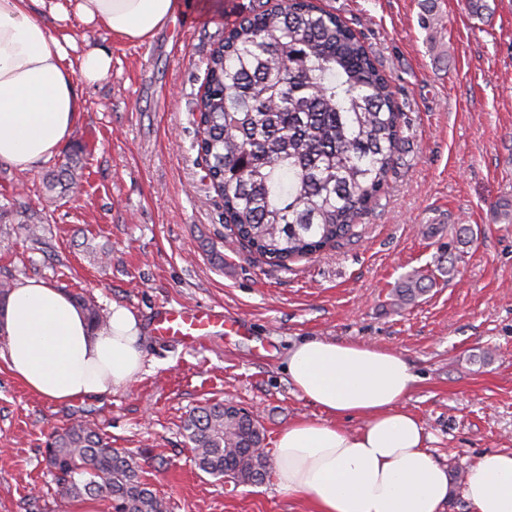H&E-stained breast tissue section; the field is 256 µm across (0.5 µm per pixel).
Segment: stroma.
<instances>
[{
  "label": "stroma",
  "instance_id": "stroma-1",
  "mask_svg": "<svg viewBox=\"0 0 512 512\" xmlns=\"http://www.w3.org/2000/svg\"><path fill=\"white\" fill-rule=\"evenodd\" d=\"M174 24L135 44L70 17L79 49L112 56L96 83L78 82L84 110L68 140L82 145L76 194L48 192L60 158L22 172L0 164V281L43 279L93 295L138 322L147 365L126 389L68 403L32 393L0 366V512H108L103 499L68 500L44 461L49 436L96 422L133 455L172 512H311L259 484L199 470L182 425L193 408L224 401L253 411L266 452L292 422L320 409L289 384L284 360L306 337L400 353L417 381L406 407L448 469L444 512H472L467 469L512 450V0H437L442 32L420 25L425 0H321L361 35L392 78L407 117L405 142L378 203L336 249L267 263L224 224L205 180L192 107L209 51L266 0H181ZM46 231L29 235L26 209ZM453 277L397 309L391 291L440 246ZM107 248L100 261L94 251ZM162 306H210L245 333L185 348L152 335Z\"/></svg>",
  "mask_w": 512,
  "mask_h": 512
}]
</instances>
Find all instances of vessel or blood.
Here are the masks:
<instances>
[{
	"instance_id": "1",
	"label": "vessel or blood",
	"mask_w": 512,
	"mask_h": 512,
	"mask_svg": "<svg viewBox=\"0 0 512 512\" xmlns=\"http://www.w3.org/2000/svg\"><path fill=\"white\" fill-rule=\"evenodd\" d=\"M243 322L226 319L212 308H161L152 321L154 335L187 346L203 345L215 335L244 330Z\"/></svg>"
}]
</instances>
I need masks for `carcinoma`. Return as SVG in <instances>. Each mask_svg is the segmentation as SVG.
Masks as SVG:
<instances>
[{"mask_svg":"<svg viewBox=\"0 0 512 512\" xmlns=\"http://www.w3.org/2000/svg\"><path fill=\"white\" fill-rule=\"evenodd\" d=\"M206 178L224 202L235 238L269 263L331 251L376 205L399 159L405 113L391 80L358 31L317 0L254 11L224 29L206 60L192 111ZM80 151L50 174L46 190L64 195L81 177ZM453 275L455 260L415 270L393 292L414 302ZM73 300L93 328L107 316L93 299ZM197 467L215 478L259 483L268 473L259 420L233 405L206 403L183 422ZM60 494L101 496L112 512H170L134 457L112 447L95 425L77 420L46 450Z\"/></svg>","mask_w":512,"mask_h":512,"instance_id":"obj_1","label":"carcinoma"}]
</instances>
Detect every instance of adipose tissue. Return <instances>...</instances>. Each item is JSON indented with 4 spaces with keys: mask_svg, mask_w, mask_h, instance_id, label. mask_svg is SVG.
<instances>
[{
    "mask_svg": "<svg viewBox=\"0 0 512 512\" xmlns=\"http://www.w3.org/2000/svg\"><path fill=\"white\" fill-rule=\"evenodd\" d=\"M178 0H0V162L26 171L51 160L83 110L78 80L112 68L101 49L78 51L72 35L35 9L66 21L76 13L128 41L143 42L173 20ZM7 336L0 361L33 394L54 403L126 388L146 354L137 321L113 307L110 326L92 329L60 288L28 279L0 304ZM285 371L323 413L285 428L275 444L280 491L307 497L315 512H442L448 469L436 462L424 428L403 403L417 381L398 353L368 344L312 338L288 351ZM363 417L351 432L339 418ZM473 512H512V451L483 454L465 477Z\"/></svg>",
    "mask_w": 512,
    "mask_h": 512,
    "instance_id": "obj_1",
    "label": "adipose tissue"
}]
</instances>
